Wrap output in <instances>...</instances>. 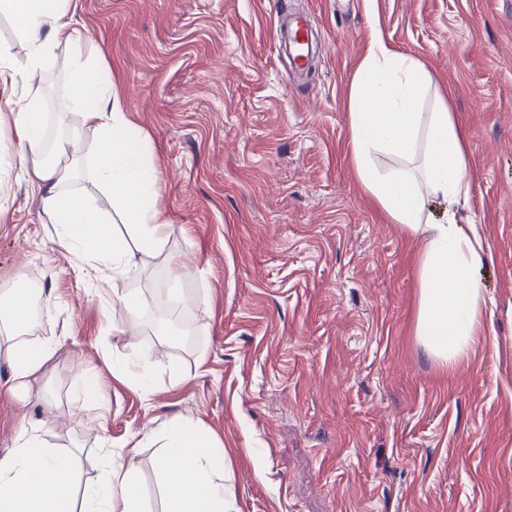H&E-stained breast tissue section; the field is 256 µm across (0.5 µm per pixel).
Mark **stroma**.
Returning <instances> with one entry per match:
<instances>
[{
  "label": "stroma",
  "instance_id": "1",
  "mask_svg": "<svg viewBox=\"0 0 512 512\" xmlns=\"http://www.w3.org/2000/svg\"><path fill=\"white\" fill-rule=\"evenodd\" d=\"M284 12L317 38L301 76L276 39ZM68 18L153 148L168 243L137 278L80 274L0 118V282L51 292L34 335L57 345L26 397L0 365V456L23 427L118 451L182 414L221 442L236 512H512V0H72ZM379 36L424 63L466 135L460 216L487 249L489 316L450 367L416 331L424 241L352 161L351 82ZM67 60L57 49L41 107L88 161L97 133L54 109ZM125 287L153 317L113 326ZM112 353L143 355L152 391L113 375Z\"/></svg>",
  "mask_w": 512,
  "mask_h": 512
}]
</instances>
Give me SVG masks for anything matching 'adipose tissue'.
I'll list each match as a JSON object with an SVG mask.
<instances>
[{"label": "adipose tissue", "mask_w": 512, "mask_h": 512, "mask_svg": "<svg viewBox=\"0 0 512 512\" xmlns=\"http://www.w3.org/2000/svg\"><path fill=\"white\" fill-rule=\"evenodd\" d=\"M71 0H0V13L17 21L23 56L0 50V87L25 90L11 114L24 145L18 162L39 196L41 210L60 226V239L81 263L104 266L113 277L134 278L138 257H155L166 245L167 222L156 205L158 164L116 89L104 58L84 52L80 31L65 20ZM71 48L72 83L61 105L100 133L91 175L112 206L77 196L70 184L81 167L75 144L45 145V115L38 89L58 46ZM431 82L423 63L375 39L352 83L349 137L365 188L393 223L409 236H424L418 259L417 334L431 354L452 366L465 358L486 314V298L472 270L486 250L475 224L459 210L470 196L468 153L462 130L445 102L422 114L419 99ZM383 152L399 164L380 172ZM445 202L434 216L433 201ZM118 218L125 229L108 226ZM49 307L45 294L0 290V362L10 391L23 395L56 354L49 340H33L34 305ZM164 454L158 468L165 485L163 512H233L224 480V452L199 422L171 418L155 436ZM82 449L56 452L33 430L20 428L11 450L0 456V512H148L139 485L138 447L104 453L100 474L84 492L75 477Z\"/></svg>", "instance_id": "1"}]
</instances>
